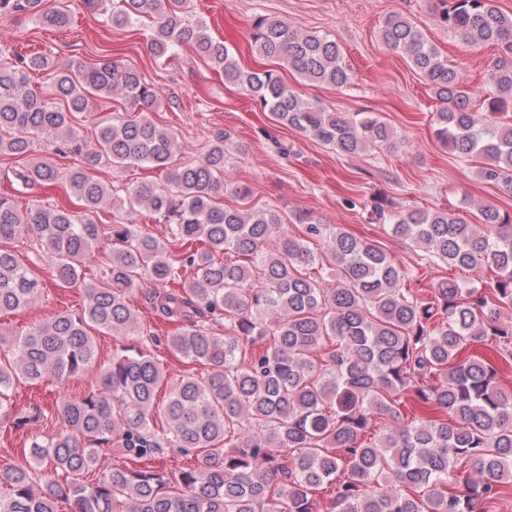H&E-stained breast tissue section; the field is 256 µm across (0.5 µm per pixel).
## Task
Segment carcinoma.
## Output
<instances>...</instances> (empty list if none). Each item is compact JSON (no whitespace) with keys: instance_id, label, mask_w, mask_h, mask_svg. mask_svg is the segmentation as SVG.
Returning <instances> with one entry per match:
<instances>
[{"instance_id":"obj_1","label":"carcinoma","mask_w":512,"mask_h":512,"mask_svg":"<svg viewBox=\"0 0 512 512\" xmlns=\"http://www.w3.org/2000/svg\"><path fill=\"white\" fill-rule=\"evenodd\" d=\"M43 2L0 0V14L70 25L67 12L44 10ZM497 2L438 0L440 25L468 44L498 48L482 112L473 111L457 70L408 17L389 15L379 36L437 96V138L476 160L482 182L512 190V124L496 121L512 110V15ZM109 20L114 28L148 21L155 57L192 47L275 122L342 155L397 138L377 116L310 102L274 69L242 68L188 0H117ZM250 36L259 55L304 80L351 84L339 46L325 34L258 15ZM50 67L47 57L20 52L0 63V156L25 160L42 137L56 155H83L85 167L65 174L50 159L15 171L25 189L65 177L83 211L22 212L0 197V313L32 304L43 290L11 243L36 235L38 259L52 265L61 288L80 281L103 236L112 240V257L104 277L86 287L81 312L6 340L0 423L19 428L40 416L37 408L12 414L8 392L15 384L49 375L65 382L94 367L89 330L158 340L141 329L128 304L148 284L154 308L182 325L168 346L208 370L182 377L159 404L161 366L141 349L122 347L95 388L61 400L54 437L33 440L32 456L56 478L44 481L18 462L0 465V512H57L60 502L70 512H317L316 494L325 489L328 512H478L477 504L501 496L512 483V391L499 385L493 366L459 362L457 353L468 341L489 339L512 351V322L500 320V310H512V214L486 204L474 224L452 210H402L373 198L371 221L412 241L430 262L495 273L480 282L441 279L421 296L403 287L406 272L375 241L322 224L308 211L294 215L305 225V238L297 239L280 233L286 220L277 210L221 203L230 134L211 132L198 159L180 162L181 143L151 118L155 87L135 66L72 59L46 93L30 91V73ZM96 94L121 95L133 116L99 123L96 148L85 153L72 120ZM104 158L114 167L159 169L165 185L131 184L124 195L114 193L89 173ZM109 201L118 211L147 210L168 225L170 239L127 222L98 223ZM308 238L323 240L326 252H314ZM314 264L335 268V287H326L321 274L301 272ZM220 321L224 335L215 336L210 325ZM411 400L433 407L435 416L371 436L378 418L398 420ZM169 449L200 450L202 457L179 471L126 464L95 485L81 480L101 452L142 462ZM463 464L475 476L460 470ZM451 483L464 492L448 490Z\"/></svg>"}]
</instances>
